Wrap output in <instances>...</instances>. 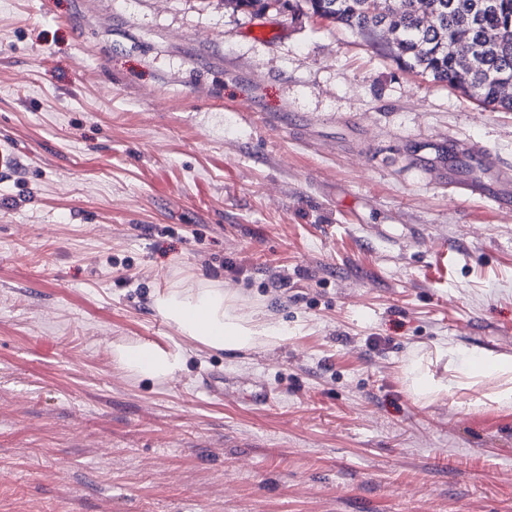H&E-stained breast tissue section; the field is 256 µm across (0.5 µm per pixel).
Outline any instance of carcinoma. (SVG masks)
Instances as JSON below:
<instances>
[{
  "mask_svg": "<svg viewBox=\"0 0 512 512\" xmlns=\"http://www.w3.org/2000/svg\"><path fill=\"white\" fill-rule=\"evenodd\" d=\"M259 16L275 8L350 30L366 45L437 83L512 111V0H220Z\"/></svg>",
  "mask_w": 512,
  "mask_h": 512,
  "instance_id": "obj_1",
  "label": "carcinoma"
}]
</instances>
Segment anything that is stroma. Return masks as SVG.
Here are the masks:
<instances>
[{
    "mask_svg": "<svg viewBox=\"0 0 512 512\" xmlns=\"http://www.w3.org/2000/svg\"><path fill=\"white\" fill-rule=\"evenodd\" d=\"M5 146L0 512H512V406L402 373L512 357V111L305 15L0 0ZM200 279L283 341L181 336ZM114 357L130 376L153 381L173 379L187 363V356L180 348H165L151 341L119 347Z\"/></svg>",
    "mask_w": 512,
    "mask_h": 512,
    "instance_id": "stroma-1",
    "label": "stroma"
}]
</instances>
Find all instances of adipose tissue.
I'll use <instances>...</instances> for the list:
<instances>
[{"instance_id": "obj_1", "label": "adipose tissue", "mask_w": 512, "mask_h": 512, "mask_svg": "<svg viewBox=\"0 0 512 512\" xmlns=\"http://www.w3.org/2000/svg\"><path fill=\"white\" fill-rule=\"evenodd\" d=\"M153 304L182 336L210 349L271 348L282 339L261 311L244 309L235 294L206 281L178 284L156 293ZM438 355L447 358L450 377L434 378L419 360L403 367L405 380L417 400L426 402L439 394L491 378L496 380L497 387L489 393V400L512 406L511 359L483 351L462 359L451 346L439 350ZM114 357L130 376L153 381L173 379L187 363L181 349L166 348L151 341L119 347Z\"/></svg>"}]
</instances>
